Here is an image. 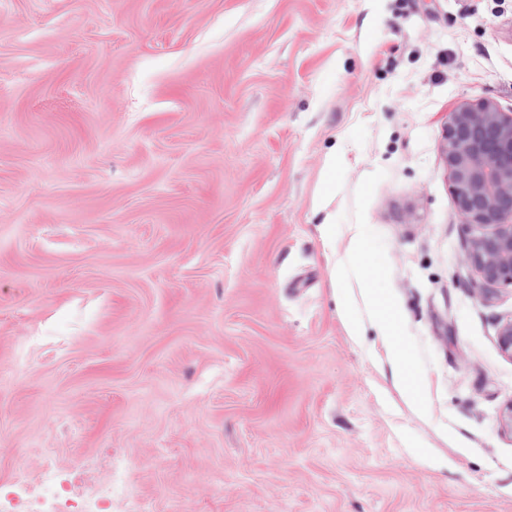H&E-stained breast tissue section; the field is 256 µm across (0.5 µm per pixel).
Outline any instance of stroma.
<instances>
[{"instance_id":"obj_1","label":"stroma","mask_w":512,"mask_h":512,"mask_svg":"<svg viewBox=\"0 0 512 512\" xmlns=\"http://www.w3.org/2000/svg\"><path fill=\"white\" fill-rule=\"evenodd\" d=\"M483 99L512 0H0V487L512 512V288L441 150ZM369 300L384 336H394L397 316L386 297L374 289L369 293Z\"/></svg>"}]
</instances>
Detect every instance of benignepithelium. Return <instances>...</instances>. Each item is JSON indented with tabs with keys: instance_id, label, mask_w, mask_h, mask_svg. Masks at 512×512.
<instances>
[{
	"instance_id": "1",
	"label": "benign epithelium",
	"mask_w": 512,
	"mask_h": 512,
	"mask_svg": "<svg viewBox=\"0 0 512 512\" xmlns=\"http://www.w3.org/2000/svg\"><path fill=\"white\" fill-rule=\"evenodd\" d=\"M443 152L457 209L475 230L466 262L482 290L512 288V114L490 100L463 103ZM498 341L512 356V319L500 325Z\"/></svg>"
}]
</instances>
